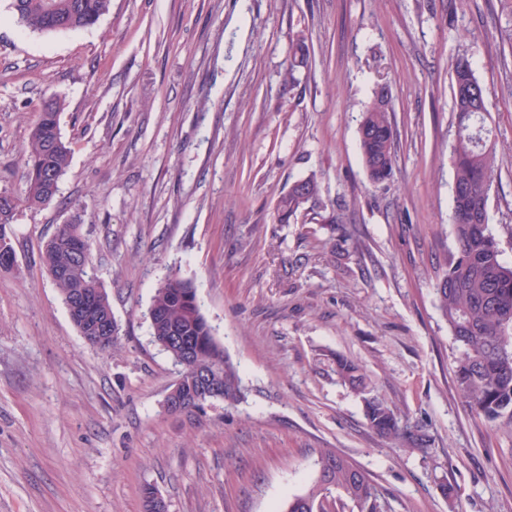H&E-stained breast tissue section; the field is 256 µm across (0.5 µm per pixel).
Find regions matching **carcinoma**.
Returning <instances> with one entry per match:
<instances>
[{"instance_id":"1","label":"carcinoma","mask_w":512,"mask_h":512,"mask_svg":"<svg viewBox=\"0 0 512 512\" xmlns=\"http://www.w3.org/2000/svg\"><path fill=\"white\" fill-rule=\"evenodd\" d=\"M111 0H17L14 12L31 31L65 33L94 24L110 8ZM309 46L292 44L285 80L294 81L295 69L307 64ZM452 103L456 119L453 149V207L450 216L455 249L448 256L435 284L438 308L458 345L454 377L471 412L494 422L512 423V265L503 259L498 240L488 224L489 180L496 163L493 130L486 115L474 111L485 99L476 62L464 52L452 63ZM60 102L43 105L26 149L24 189L13 196V206L0 209V262L13 246V219L20 205L49 204L55 194L48 181L61 179L71 156L70 143L59 128ZM359 143L368 179L382 184L391 179L396 164V117L391 88L376 85L360 122ZM321 188L313 178L294 182L276 205L277 219L286 223L309 201L319 200ZM75 225L62 224L41 250L42 263L70 310L71 317L91 347L112 349L119 332L106 290L94 275L91 248L74 235ZM153 341L174 363H185L181 376L182 402L166 407L169 413L196 408L207 402L200 396L193 372L206 370L222 391V402L233 406L245 397L237 365L216 340L201 310L196 289L176 274L155 289L149 307ZM338 380L361 396L368 428L379 437L407 448L431 445L427 430L400 416L394 406L372 393L367 376L354 359L336 357ZM317 477L303 494L286 505L285 512H344L351 503L357 512H379L378 490L369 474L332 448L323 449L315 463Z\"/></svg>"}]
</instances>
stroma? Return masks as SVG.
Segmentation results:
<instances>
[{
  "label": "stroma",
  "mask_w": 512,
  "mask_h": 512,
  "mask_svg": "<svg viewBox=\"0 0 512 512\" xmlns=\"http://www.w3.org/2000/svg\"><path fill=\"white\" fill-rule=\"evenodd\" d=\"M0 0V192L23 189L44 101L72 145L54 201L19 208L0 271V512H282L321 449L365 470L381 512H512V425L473 414L433 285L454 242L451 64L469 50L499 166L490 227L512 262V52L500 0H112L97 23L30 31ZM311 49L292 85L293 41ZM397 125L372 184L358 126L376 83ZM319 201L279 223V196ZM342 204L347 220L330 221ZM80 217L119 339L88 345L39 255ZM193 282L246 398L171 414L179 369L147 311L170 274ZM358 360L375 394L425 426L398 447L334 373ZM320 193V184L314 177L294 182L277 201V219L281 223H288L307 202L319 200Z\"/></svg>",
  "instance_id": "obj_1"
}]
</instances>
